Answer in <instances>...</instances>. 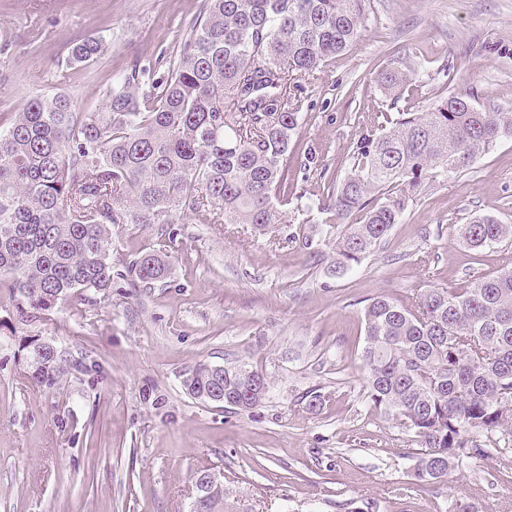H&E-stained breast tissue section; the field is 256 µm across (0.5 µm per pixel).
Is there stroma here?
I'll use <instances>...</instances> for the list:
<instances>
[{
    "mask_svg": "<svg viewBox=\"0 0 512 512\" xmlns=\"http://www.w3.org/2000/svg\"><path fill=\"white\" fill-rule=\"evenodd\" d=\"M200 0H0V113L63 92L105 106L116 77L177 56ZM104 53L67 63L76 41ZM403 59L418 90L385 96L376 71ZM293 138L294 186L312 209L263 229L184 213L171 224L112 230V287L59 302L32 322L0 291V512H189L198 471L224 482L233 512H512V450L464 462L440 482L414 477L417 446L373 408L364 387L361 301L414 302L512 264V243L480 260L456 225H512V138L464 173L433 183L358 265L336 271L332 215L316 209L372 106L423 111L462 94L512 111V0H371L359 44L305 87ZM164 253L166 274L135 282L130 262ZM65 351L54 384L23 377L29 346ZM246 362L267 376L251 411L189 395L198 364ZM321 403L309 409L312 395Z\"/></svg>",
    "mask_w": 512,
    "mask_h": 512,
    "instance_id": "1",
    "label": "stroma"
}]
</instances>
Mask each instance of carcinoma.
<instances>
[{
    "mask_svg": "<svg viewBox=\"0 0 512 512\" xmlns=\"http://www.w3.org/2000/svg\"><path fill=\"white\" fill-rule=\"evenodd\" d=\"M370 0H202L179 55L164 56L155 79L137 65L121 74L106 107L82 112L66 94L37 95L0 117V289L30 322L75 293L112 287V227L172 224L206 212L212 224H287L293 167L289 146L304 100L298 81L360 41ZM105 49L77 42L69 63ZM410 66L385 67L376 81L394 95L414 79ZM376 110L351 147V168L328 182L323 212L336 215V264H357L400 223L425 186L471 168L504 138L512 112L480 109L461 94L422 112H400L386 127ZM354 214L359 221L348 222ZM478 254L512 241L493 216L457 225ZM150 285L165 260L146 253L130 267ZM361 364L374 408L420 448L415 478L441 481L463 458L512 447V267L461 288H426L405 305L380 294L363 308ZM51 343L30 350L26 379L63 374ZM263 371L224 366L231 410L258 407ZM183 385L208 399L218 383L202 364ZM224 483L209 482L206 512L226 510Z\"/></svg>",
    "mask_w": 512,
    "mask_h": 512,
    "instance_id": "carcinoma-1",
    "label": "carcinoma"
}]
</instances>
